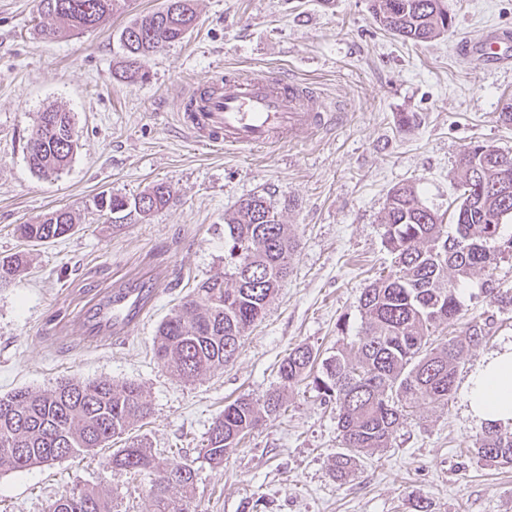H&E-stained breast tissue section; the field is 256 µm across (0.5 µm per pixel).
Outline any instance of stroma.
Masks as SVG:
<instances>
[{
    "mask_svg": "<svg viewBox=\"0 0 512 512\" xmlns=\"http://www.w3.org/2000/svg\"><path fill=\"white\" fill-rule=\"evenodd\" d=\"M455 24L413 44L384 31L370 0H196L198 21L184 41L145 59L144 77L121 71L120 33L164 0H128L100 27L42 38L38 0H0V259L27 264L0 284V396L49 391L66 379L138 382L150 416L122 438L49 466L0 472V512H47L73 485L101 490L117 512H155L151 487L174 460L196 473L187 512H512V464L490 465L469 447L481 427L461 388L485 356L512 341V307L489 304L482 276L460 290L464 321H489L487 343L471 348L448 405L416 409L388 448L334 479L341 446L336 410L312 386L284 391V411L214 465L200 448L225 404L279 388L277 370L299 345L321 356L354 341L358 298L393 256L383 243L390 191L415 184L422 202L451 224L459 155L484 144L512 152V64L462 58L459 44L492 31L512 37V0H445ZM232 68L314 87L335 125L298 132L285 144L250 151L195 142L180 120L181 97ZM70 111L78 138L60 176L29 166L27 142L39 112ZM173 200L120 226L95 207L101 192L129 197L155 183ZM262 195L278 209L298 247L261 322L236 358L191 381L154 356L157 330L208 278L224 273V216ZM59 208L78 223L46 243L15 227ZM153 278L154 298L125 335L91 330L109 291ZM349 330L339 333V319ZM140 441L158 468L131 477L106 464Z\"/></svg>",
    "mask_w": 512,
    "mask_h": 512,
    "instance_id": "stroma-1",
    "label": "stroma"
}]
</instances>
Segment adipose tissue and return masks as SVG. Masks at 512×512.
I'll list each match as a JSON object with an SVG mask.
<instances>
[{"instance_id":"adipose-tissue-1","label":"adipose tissue","mask_w":512,"mask_h":512,"mask_svg":"<svg viewBox=\"0 0 512 512\" xmlns=\"http://www.w3.org/2000/svg\"><path fill=\"white\" fill-rule=\"evenodd\" d=\"M467 414L477 423L512 424V343L484 358L465 386Z\"/></svg>"}]
</instances>
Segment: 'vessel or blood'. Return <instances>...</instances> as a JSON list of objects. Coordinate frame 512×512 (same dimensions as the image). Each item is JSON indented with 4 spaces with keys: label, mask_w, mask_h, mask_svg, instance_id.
<instances>
[{
    "label": "vessel or blood",
    "mask_w": 512,
    "mask_h": 512,
    "mask_svg": "<svg viewBox=\"0 0 512 512\" xmlns=\"http://www.w3.org/2000/svg\"><path fill=\"white\" fill-rule=\"evenodd\" d=\"M476 51L492 62L501 57L500 44L491 39L466 40L459 47L465 58ZM181 119L202 143L249 150L330 125L336 115L326 110L316 91L306 84L228 70L212 78L205 89L195 88L184 95ZM148 300L142 288L116 291L98 313L97 333L128 330L137 323Z\"/></svg>",
    "instance_id": "obj_1"
}]
</instances>
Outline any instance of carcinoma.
Here are the masks:
<instances>
[{"label":"carcinoma","mask_w":512,"mask_h":512,"mask_svg":"<svg viewBox=\"0 0 512 512\" xmlns=\"http://www.w3.org/2000/svg\"><path fill=\"white\" fill-rule=\"evenodd\" d=\"M41 25L47 39L97 27L121 0H45ZM376 22L394 35L426 42L453 27L442 0H371ZM197 19L195 0H166L124 27L120 43L123 72L136 74L141 61L161 48L184 40ZM482 152H477L478 148ZM77 139L70 113L47 108L39 113L27 143L30 166L41 175L63 171L72 161ZM459 195L454 231L420 199L417 188H394L384 216L383 240L394 255L396 271L374 280L361 292L357 339L348 347L318 360L306 345L293 348L279 365L283 388L306 381L325 403L336 405L343 451L336 453L335 476L346 480L365 454L388 446L420 404L447 405L465 352L486 341L488 332L476 321L459 326L462 311L458 290L471 277L494 269L512 255V235L503 233L512 219V191L492 190L502 173L512 178V157L489 146L472 145L456 166ZM480 173L489 186L484 193L469 187V172ZM170 186L157 183L126 198L102 195L98 210L117 221L129 211L149 214L169 205ZM75 227L67 210L45 214L36 224H20V237L35 243L56 240ZM297 240L278 220L277 208L262 195L249 196L224 216L222 278H210L194 289L158 329L154 355L177 376L191 381L201 373L232 361L245 332L262 320L270 298L288 275ZM22 255L0 260V282L24 267ZM490 302L512 306V289L486 285ZM441 326H457V334L436 338ZM281 391L263 399L240 397L224 406L209 429L204 457L221 464L242 438L259 424L281 415ZM151 407L142 387L106 378L68 380L48 393L28 389L0 397V471L51 465L81 452L102 448L125 433L131 423L148 418ZM492 464H512V426L486 423L474 448ZM111 467L131 474L155 468V455L141 443L112 454ZM195 470L180 461L169 463L153 485L157 512H184L181 500L168 496L176 486L189 494ZM48 512H114L99 490L77 486L55 499Z\"/></svg>","instance_id":"obj_1"}]
</instances>
